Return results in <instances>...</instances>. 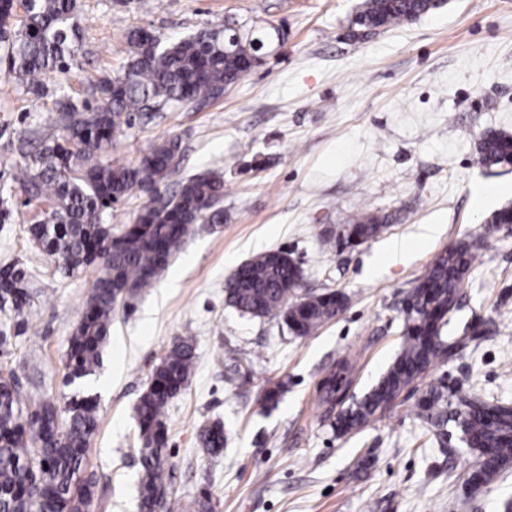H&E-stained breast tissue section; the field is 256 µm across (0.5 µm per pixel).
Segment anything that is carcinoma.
<instances>
[{
	"instance_id": "1",
	"label": "carcinoma",
	"mask_w": 512,
	"mask_h": 512,
	"mask_svg": "<svg viewBox=\"0 0 512 512\" xmlns=\"http://www.w3.org/2000/svg\"><path fill=\"white\" fill-rule=\"evenodd\" d=\"M442 0H362L352 24L364 31L392 28L430 13ZM25 20L13 32L15 0H0V38L9 46L20 83L35 94L41 78L63 74L82 43L76 24L78 0H23ZM285 35L275 28L227 24L203 29L169 44L129 32L133 49L123 74L96 86L99 102L58 101L57 116L40 132L41 148L16 175L35 198L52 203L43 221L31 224L34 246L61 262L62 271L100 264L95 281L66 352L68 382L95 374L112 327V313L153 285L200 221L224 223V177L194 175L160 208L145 206L136 223L117 234L103 222V213L135 190L152 193L171 175L180 155L174 138L154 145L138 164H114L107 155L116 134L130 127L138 112H159L181 104H203L240 82L258 54L256 43L272 48ZM481 166L493 172L512 157V134L490 130L478 147ZM388 216L363 212L350 224L326 237L327 245L344 248L378 237ZM477 258L474 241H461L441 253L410 289L402 312L404 338L394 361L362 397L341 410L334 422L345 435L374 421L406 391L421 390L413 407L428 424L436 442L451 455L473 457L465 484L488 486L512 466V405L465 392L430 371L465 352L484 336L473 327L461 336H445L447 316L458 308L464 280ZM32 274L19 264L0 267V311L22 312L30 301ZM302 270L282 250L260 253L241 264L226 281L225 303L255 318L277 316L298 336H306L331 321L347 306L341 291L303 295ZM196 347L190 336L174 340L156 365L150 385L141 395L139 425L140 512H163L170 487L164 479L172 466L168 452L166 408L188 384L195 367ZM342 375L328 378L321 399L336 402ZM423 387H418V384ZM97 403L75 396L59 407L25 396L13 378L0 375V512H88L97 481L85 475V463L97 424ZM201 448L210 456L224 451V426L205 425L198 432ZM184 512H213L211 496L201 495L183 506Z\"/></svg>"
}]
</instances>
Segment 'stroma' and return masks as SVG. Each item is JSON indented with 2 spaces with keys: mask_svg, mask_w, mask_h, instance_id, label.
I'll list each match as a JSON object with an SVG mask.
<instances>
[{
  "mask_svg": "<svg viewBox=\"0 0 512 512\" xmlns=\"http://www.w3.org/2000/svg\"><path fill=\"white\" fill-rule=\"evenodd\" d=\"M82 46L41 94L16 79L0 41V193L13 203L0 224V263L34 275L33 324L0 350L20 391L64 405L94 396L99 426L87 466L97 478L89 512H139L142 472L135 407L154 367L180 336L194 337L197 364L167 407L177 464L171 508L209 490L215 512H503L512 468L492 485L463 488L466 459L445 453L412 412L415 400L346 435L339 405L320 386L344 361L346 396H362L400 350L403 300L448 247L481 241L448 329H484L479 344L442 365L462 390L512 403V233L487 218L512 206V171L491 177L477 145L490 130L512 132V0H446L400 26L364 32L350 21L360 0H79ZM237 22L283 29L286 39L239 83L206 104H180L135 119L117 135L112 161L133 165L155 144L181 143L169 195L204 172L224 177V221L199 223L151 288L116 309L103 364L64 382L69 339L93 285V265L70 278L28 241L48 204L27 201L9 175L63 96L91 101L92 88L120 74L129 30L161 40ZM388 215L379 237L326 250L328 231L361 212ZM405 245L404 260L387 255ZM281 249L303 271L306 294L341 291L344 311L306 337L282 320L240 315L224 282L253 256ZM239 365L238 382L225 367ZM283 384L277 403L266 391ZM224 426L213 457L199 429Z\"/></svg>",
  "mask_w": 512,
  "mask_h": 512,
  "instance_id": "obj_1",
  "label": "stroma"
}]
</instances>
